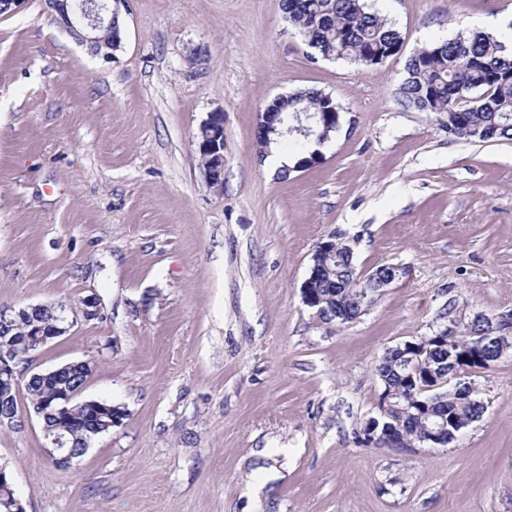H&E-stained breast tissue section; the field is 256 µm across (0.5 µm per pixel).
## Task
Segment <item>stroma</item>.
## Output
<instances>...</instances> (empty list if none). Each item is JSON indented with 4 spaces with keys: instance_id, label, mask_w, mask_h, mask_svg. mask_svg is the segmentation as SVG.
Masks as SVG:
<instances>
[{
    "instance_id": "stroma-1",
    "label": "stroma",
    "mask_w": 512,
    "mask_h": 512,
    "mask_svg": "<svg viewBox=\"0 0 512 512\" xmlns=\"http://www.w3.org/2000/svg\"><path fill=\"white\" fill-rule=\"evenodd\" d=\"M369 2L402 49L362 67L311 58L280 0H126L109 61L44 0L0 15V309L94 301L33 365L90 362L83 398L124 412L66 467L36 417L0 427L25 512H512V354L465 374L484 412L448 446L358 439L389 348L512 312V140L397 101L410 56L505 32L512 0ZM304 89L340 127L317 163L271 173L258 114ZM213 112L220 187L196 145ZM332 232L359 271L405 270L345 325L301 294Z\"/></svg>"
}]
</instances>
